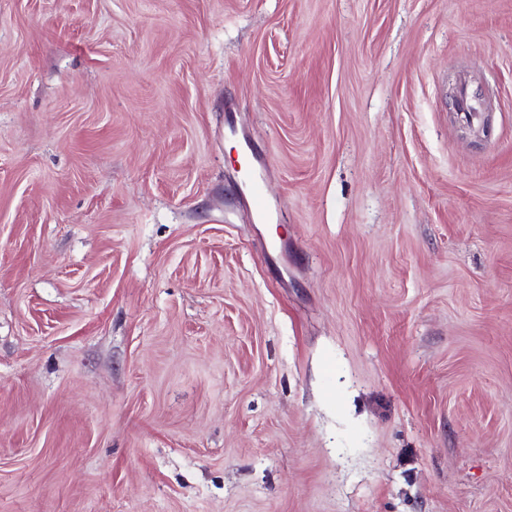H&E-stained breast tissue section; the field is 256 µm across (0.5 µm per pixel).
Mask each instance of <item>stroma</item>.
<instances>
[{"label":"stroma","mask_w":512,"mask_h":512,"mask_svg":"<svg viewBox=\"0 0 512 512\" xmlns=\"http://www.w3.org/2000/svg\"><path fill=\"white\" fill-rule=\"evenodd\" d=\"M0 512H512V0H0ZM252 216L255 220H266L269 216V206L264 193L261 176L254 170H248L241 179Z\"/></svg>","instance_id":"obj_1"}]
</instances>
